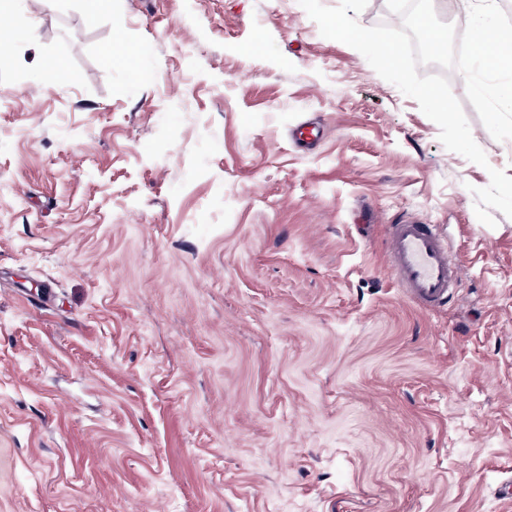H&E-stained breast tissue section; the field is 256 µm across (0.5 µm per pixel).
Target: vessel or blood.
Wrapping results in <instances>:
<instances>
[{
	"label": "vessel or blood",
	"instance_id": "vessel-or-blood-1",
	"mask_svg": "<svg viewBox=\"0 0 512 512\" xmlns=\"http://www.w3.org/2000/svg\"><path fill=\"white\" fill-rule=\"evenodd\" d=\"M386 246L392 275L410 297L429 308L449 300L462 268L435 225L402 216L389 224Z\"/></svg>",
	"mask_w": 512,
	"mask_h": 512
}]
</instances>
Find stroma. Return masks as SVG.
I'll use <instances>...</instances> for the list:
<instances>
[{"label":"stroma","mask_w":512,"mask_h":512,"mask_svg":"<svg viewBox=\"0 0 512 512\" xmlns=\"http://www.w3.org/2000/svg\"><path fill=\"white\" fill-rule=\"evenodd\" d=\"M19 7L0 512H512V218L472 194L512 177V139L463 75L418 69L446 74L484 167L298 0ZM403 215L461 261L446 307L393 280Z\"/></svg>","instance_id":"35a3bbf8"}]
</instances>
